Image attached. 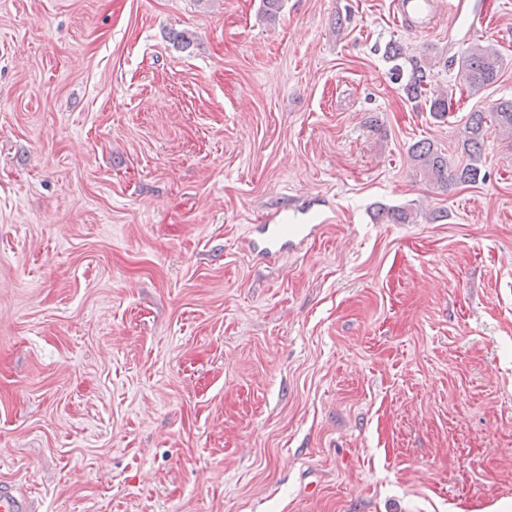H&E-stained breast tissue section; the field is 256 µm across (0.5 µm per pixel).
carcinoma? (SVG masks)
Returning a JSON list of instances; mask_svg holds the SVG:
<instances>
[{
  "mask_svg": "<svg viewBox=\"0 0 512 512\" xmlns=\"http://www.w3.org/2000/svg\"><path fill=\"white\" fill-rule=\"evenodd\" d=\"M503 58L491 44H475L469 48L458 63L456 79L458 89L474 96L495 84L501 77ZM430 69L418 61L411 64V72L405 85L407 97L422 99L429 106V112L436 119H442L448 112V102L453 93L429 88ZM493 124L504 136L512 135V99L495 103L487 112L475 111L468 115L461 137L462 153L466 163L453 170L448 168V156L429 141L415 143L410 153L416 166L428 180L443 188L451 185L471 184L478 180L483 158L485 129ZM377 219L393 224H409L415 221L412 213L392 209L377 214Z\"/></svg>",
  "mask_w": 512,
  "mask_h": 512,
  "instance_id": "obj_1",
  "label": "carcinoma"
}]
</instances>
